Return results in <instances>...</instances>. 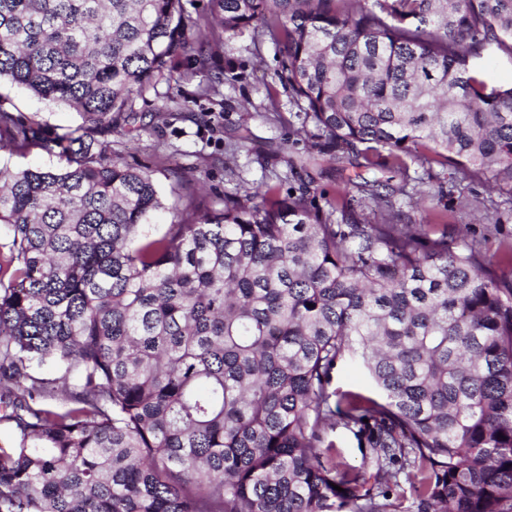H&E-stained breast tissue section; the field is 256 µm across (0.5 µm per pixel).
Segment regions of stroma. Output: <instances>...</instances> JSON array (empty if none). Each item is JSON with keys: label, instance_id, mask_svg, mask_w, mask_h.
<instances>
[{"label": "stroma", "instance_id": "obj_1", "mask_svg": "<svg viewBox=\"0 0 512 512\" xmlns=\"http://www.w3.org/2000/svg\"><path fill=\"white\" fill-rule=\"evenodd\" d=\"M285 52L264 27L230 36L212 28L204 55L177 60L181 78L158 82L136 98L139 131L129 138L100 135L113 157L151 171L164 198L177 206L155 212L151 234L194 215L218 211L228 194L274 189L279 196L310 190L319 208L349 194L354 215L370 223L423 226L449 245L473 244L498 266L512 246V198L483 180L435 164L411 163L407 175L382 172L393 189L392 208L380 209L345 184L347 159L318 157L304 167L289 160L306 155L313 141L302 131L298 106L279 79ZM0 111L38 122L46 135L81 124L75 110L38 99L10 81L0 82ZM65 158L39 147L0 150V166L57 170Z\"/></svg>", "mask_w": 512, "mask_h": 512}]
</instances>
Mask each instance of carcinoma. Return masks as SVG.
Returning a JSON list of instances; mask_svg holds the SVG:
<instances>
[{
	"instance_id": "carcinoma-1",
	"label": "carcinoma",
	"mask_w": 512,
	"mask_h": 512,
	"mask_svg": "<svg viewBox=\"0 0 512 512\" xmlns=\"http://www.w3.org/2000/svg\"><path fill=\"white\" fill-rule=\"evenodd\" d=\"M211 2L283 44L320 152L512 196V85L483 73L512 0ZM203 49L182 0H0V79L83 118L48 140L0 112L67 162L0 167V512H512V280L479 251L304 191L146 231L155 180L93 134L136 131L135 96ZM346 362L375 396L336 394ZM329 439L336 444L338 451L341 453L340 461L350 467H359L361 465V454L350 432L338 427L334 432L330 433Z\"/></svg>"
}]
</instances>
